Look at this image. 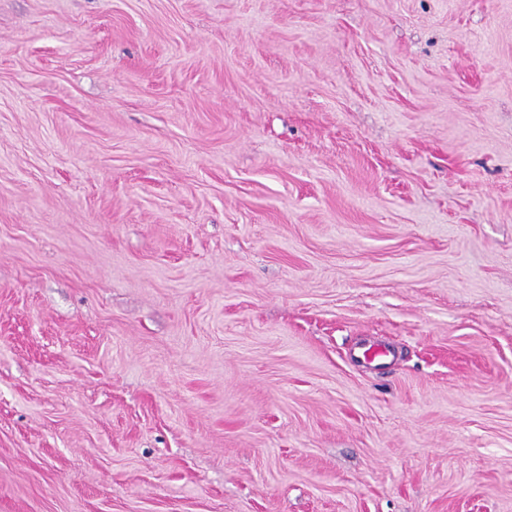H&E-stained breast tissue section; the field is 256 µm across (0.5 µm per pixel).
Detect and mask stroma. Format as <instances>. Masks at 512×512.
<instances>
[{"label": "stroma", "mask_w": 512, "mask_h": 512, "mask_svg": "<svg viewBox=\"0 0 512 512\" xmlns=\"http://www.w3.org/2000/svg\"><path fill=\"white\" fill-rule=\"evenodd\" d=\"M0 512H512V0H0Z\"/></svg>", "instance_id": "stroma-1"}]
</instances>
